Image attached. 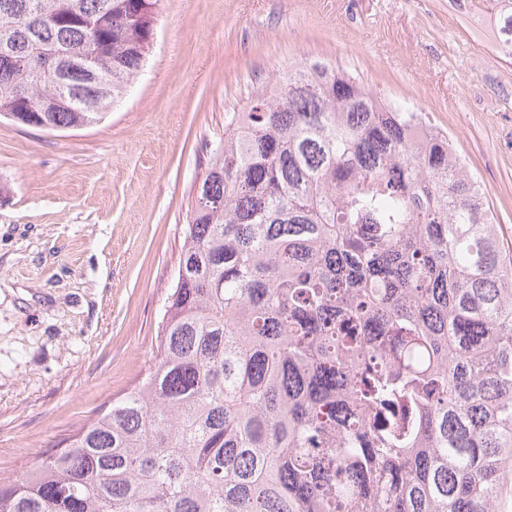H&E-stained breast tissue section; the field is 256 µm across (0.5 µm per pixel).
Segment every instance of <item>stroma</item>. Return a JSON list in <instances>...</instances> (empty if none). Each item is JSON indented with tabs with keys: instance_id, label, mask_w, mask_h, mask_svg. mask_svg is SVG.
<instances>
[{
	"instance_id": "obj_1",
	"label": "stroma",
	"mask_w": 512,
	"mask_h": 512,
	"mask_svg": "<svg viewBox=\"0 0 512 512\" xmlns=\"http://www.w3.org/2000/svg\"><path fill=\"white\" fill-rule=\"evenodd\" d=\"M470 0H162L152 52L96 125L0 122V475L151 365L193 184L224 115L303 59L428 112L512 247V62Z\"/></svg>"
}]
</instances>
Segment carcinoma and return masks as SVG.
Wrapping results in <instances>:
<instances>
[{
    "instance_id": "carcinoma-1",
    "label": "carcinoma",
    "mask_w": 512,
    "mask_h": 512,
    "mask_svg": "<svg viewBox=\"0 0 512 512\" xmlns=\"http://www.w3.org/2000/svg\"><path fill=\"white\" fill-rule=\"evenodd\" d=\"M160 0H0V119L99 123ZM488 16L512 43V0ZM65 83L111 95L57 106ZM146 375L0 477V512H499L512 256L448 134L300 62L224 113Z\"/></svg>"
}]
</instances>
